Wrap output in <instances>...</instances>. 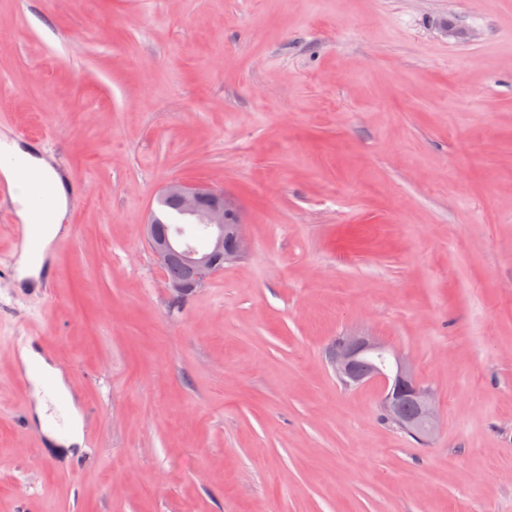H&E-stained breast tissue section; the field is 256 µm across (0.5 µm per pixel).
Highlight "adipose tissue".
Returning <instances> with one entry per match:
<instances>
[{
	"mask_svg": "<svg viewBox=\"0 0 512 512\" xmlns=\"http://www.w3.org/2000/svg\"><path fill=\"white\" fill-rule=\"evenodd\" d=\"M0 177L13 188L10 202L24 226L17 260L19 279L34 288L63 229L68 185L52 159L21 148L5 134L0 136ZM18 367L33 386L34 414L43 430L64 445L82 444L83 419L62 370L29 344L20 350Z\"/></svg>",
	"mask_w": 512,
	"mask_h": 512,
	"instance_id": "obj_1",
	"label": "adipose tissue"
}]
</instances>
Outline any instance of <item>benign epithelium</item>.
<instances>
[{
	"label": "benign epithelium",
	"instance_id": "1",
	"mask_svg": "<svg viewBox=\"0 0 512 512\" xmlns=\"http://www.w3.org/2000/svg\"><path fill=\"white\" fill-rule=\"evenodd\" d=\"M164 194L179 200L186 223L199 228L204 235V244L198 246L180 231L160 235L156 232V225L146 224L147 240L157 261L166 264L177 259L193 275L189 286L179 287L177 291L187 292L207 281L223 269L219 261L228 265L247 253L249 243L239 220L234 224L235 249L224 252V232L228 227L229 213L223 206L207 203L219 192L203 185L172 182ZM369 355L386 357L390 368L368 374L358 373V360ZM330 364L336 377L350 388L377 383L381 407L401 431L421 442L435 435L439 426L435 398L431 390L419 382L411 362L402 352L374 336H344L332 347Z\"/></svg>",
	"mask_w": 512,
	"mask_h": 512
}]
</instances>
